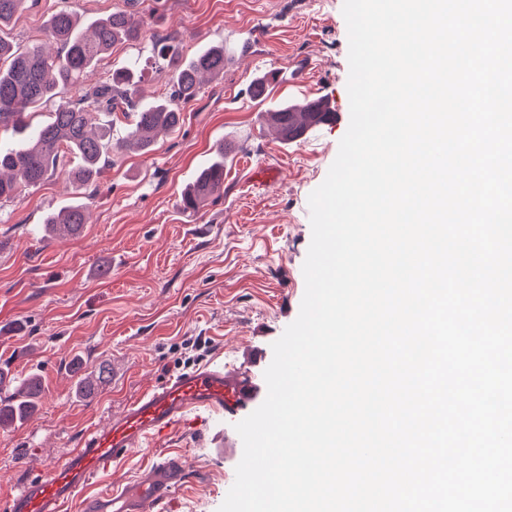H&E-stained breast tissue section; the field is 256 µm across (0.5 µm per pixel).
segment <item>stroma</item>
Instances as JSON below:
<instances>
[{"instance_id": "stroma-1", "label": "stroma", "mask_w": 512, "mask_h": 512, "mask_svg": "<svg viewBox=\"0 0 512 512\" xmlns=\"http://www.w3.org/2000/svg\"><path fill=\"white\" fill-rule=\"evenodd\" d=\"M343 0H37L7 34L28 46L62 7L82 17L126 10L143 20L139 45L116 44L93 79L113 67L144 61L155 40L182 46L189 57L223 44L231 63L182 102L184 121L160 134L153 151L113 154L96 183L81 187L65 171L0 201V368L37 373L44 388L37 411L0 427V501L17 485L77 447L89 424L103 423L143 386L219 357L239 375L263 381L271 345L298 316L305 291L302 267L311 241L308 199L325 180L350 121L348 34ZM254 36L240 57V38ZM301 82L284 79L289 65ZM280 73L264 98L252 80ZM318 94L332 122L300 141L278 140L263 113L280 101ZM231 144L224 193L196 212L181 194L216 144ZM86 208L82 233L62 243L41 240L45 216L72 201ZM108 265L101 278L97 270ZM116 366L124 382H106L79 398L84 371ZM221 420L171 431L100 474L93 490L117 489L173 450L190 482L158 512H217L235 480L241 439L216 446Z\"/></svg>"}]
</instances>
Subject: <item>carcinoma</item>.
Returning <instances> with one entry per match:
<instances>
[{
	"mask_svg": "<svg viewBox=\"0 0 512 512\" xmlns=\"http://www.w3.org/2000/svg\"><path fill=\"white\" fill-rule=\"evenodd\" d=\"M27 2L0 0V131L16 137L12 147L0 148V200L40 183L72 156L78 163L68 168V177L88 185L112 164V153L126 148L151 152L159 133L180 127L178 101L195 97L202 78L224 76V46H210L182 61L174 46L158 41L155 63L171 71L166 97L147 106L136 101L141 77L137 65L114 69L108 81L88 88L87 79L115 43L141 39L143 21L126 10L82 20L60 9L44 24L45 36L56 50L51 52L41 44L20 50L4 35V29ZM51 101L55 108L48 119L32 126L34 111ZM117 110L130 115L131 123L125 136L114 141L111 128L97 123L99 113L110 115ZM266 117L291 142L300 140L311 126L328 121V113L300 103L279 106ZM225 153L224 144L216 145L212 161L184 191L182 199L190 201L192 210L223 193ZM44 224L48 235L73 237L86 224L84 209L72 206L53 212ZM42 393L38 376L18 380L5 397L8 407H0V425L32 411Z\"/></svg>",
	"mask_w": 512,
	"mask_h": 512,
	"instance_id": "1",
	"label": "carcinoma"
}]
</instances>
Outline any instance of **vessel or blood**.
<instances>
[{"instance_id":"obj_1","label":"vessel or blood","mask_w":512,"mask_h":512,"mask_svg":"<svg viewBox=\"0 0 512 512\" xmlns=\"http://www.w3.org/2000/svg\"><path fill=\"white\" fill-rule=\"evenodd\" d=\"M266 394L259 384L214 361L148 385L106 425L90 426L79 447L60 462L20 484L6 501L5 512H68L76 501L80 512H154L188 482L180 454H167L118 493L88 497L84 489L94 475L148 447L186 415L203 409L238 422L245 418L247 406Z\"/></svg>"}]
</instances>
